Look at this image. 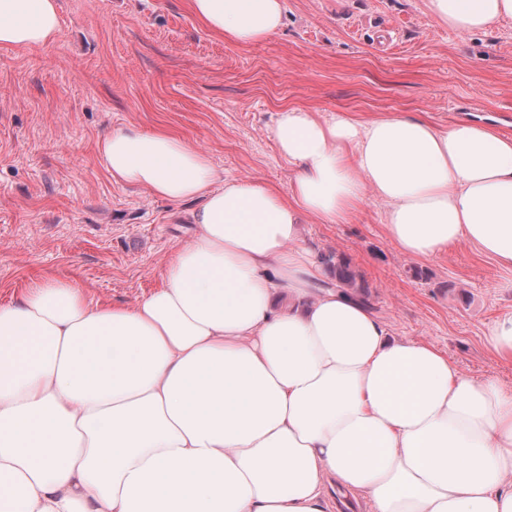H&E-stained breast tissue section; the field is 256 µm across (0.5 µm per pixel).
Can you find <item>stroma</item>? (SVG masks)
Returning <instances> with one entry per match:
<instances>
[{"label":"stroma","mask_w":512,"mask_h":512,"mask_svg":"<svg viewBox=\"0 0 512 512\" xmlns=\"http://www.w3.org/2000/svg\"><path fill=\"white\" fill-rule=\"evenodd\" d=\"M58 2L54 43L0 46L1 304L46 278L108 305L160 285L193 206L113 182L97 143L116 128L167 131L222 179L280 190L291 173L269 128L284 107L402 112L440 127L468 116L512 136V22L460 35L425 0H284L281 30L239 46L190 0ZM385 210L367 200L347 223L302 225V238L314 254L351 257L390 336L428 341L462 373L512 388V361L488 341L512 312V270L467 242L407 256L387 238Z\"/></svg>","instance_id":"obj_1"}]
</instances>
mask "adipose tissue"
Returning a JSON list of instances; mask_svg holds the SVG:
<instances>
[{"label": "adipose tissue", "mask_w": 512, "mask_h": 512, "mask_svg": "<svg viewBox=\"0 0 512 512\" xmlns=\"http://www.w3.org/2000/svg\"><path fill=\"white\" fill-rule=\"evenodd\" d=\"M58 0H0L1 46H46ZM226 42L283 25V0H192ZM459 34L512 21V0H427ZM278 192L221 181L162 132L111 130L113 182L195 202L160 286L102 305L71 281L0 305V512H328L335 484L371 512H512V389L389 336L333 287L300 226L387 204L389 240L429 258L461 242L512 268V136L403 113L298 107L270 128Z\"/></svg>", "instance_id": "ef3b65f1"}]
</instances>
